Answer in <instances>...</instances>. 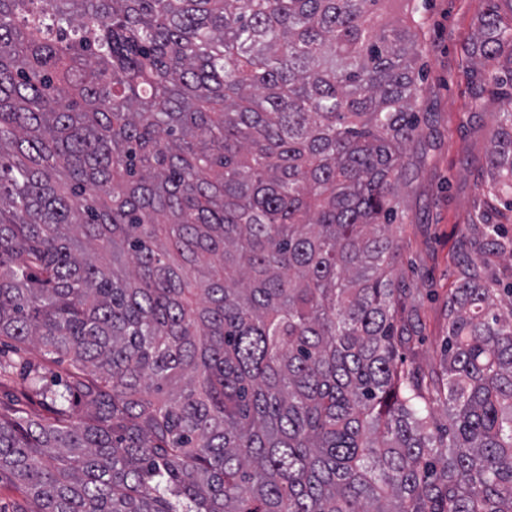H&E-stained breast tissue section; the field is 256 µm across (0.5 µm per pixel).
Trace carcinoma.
Segmentation results:
<instances>
[{"label":"carcinoma","instance_id":"obj_1","mask_svg":"<svg viewBox=\"0 0 512 512\" xmlns=\"http://www.w3.org/2000/svg\"><path fill=\"white\" fill-rule=\"evenodd\" d=\"M383 2L0 0V337L70 365L26 374L52 418L0 408L15 512H512V287L479 274L512 237L439 369L398 362L417 26ZM485 2L476 99L512 77ZM382 23L391 27L403 28L411 26L408 19L407 6L399 0H392L382 5Z\"/></svg>","mask_w":512,"mask_h":512}]
</instances>
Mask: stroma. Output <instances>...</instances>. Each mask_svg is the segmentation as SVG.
<instances>
[{"instance_id": "stroma-1", "label": "stroma", "mask_w": 512, "mask_h": 512, "mask_svg": "<svg viewBox=\"0 0 512 512\" xmlns=\"http://www.w3.org/2000/svg\"><path fill=\"white\" fill-rule=\"evenodd\" d=\"M408 16L404 0H385L382 22L409 26L418 20L421 94L416 104L419 134L410 144L399 180L396 220L390 228L396 246L395 285L400 293L395 314L398 330L419 339L415 361L430 369L445 342L443 300L456 287L466 259L488 224L512 236V212L486 194L490 138L497 127L500 101L473 99L477 68L464 45L478 33L484 0H413ZM485 214L475 222L476 211ZM0 358L13 361L12 381L0 384V405L26 401L23 383L29 368L65 377L67 363L49 361L33 345L0 340Z\"/></svg>"}]
</instances>
